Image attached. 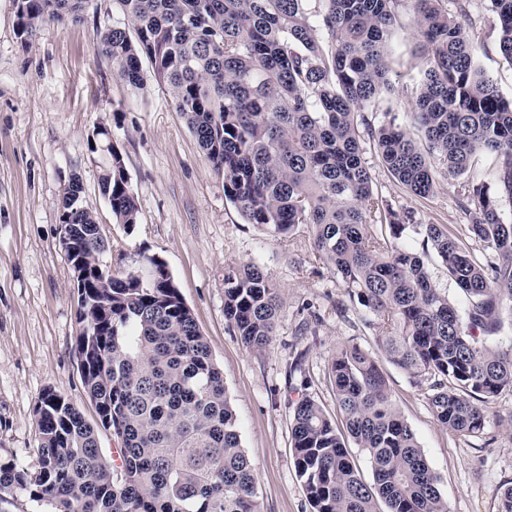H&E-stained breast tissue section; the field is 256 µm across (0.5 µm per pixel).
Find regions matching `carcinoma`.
<instances>
[{
	"label": "carcinoma",
	"mask_w": 512,
	"mask_h": 512,
	"mask_svg": "<svg viewBox=\"0 0 512 512\" xmlns=\"http://www.w3.org/2000/svg\"><path fill=\"white\" fill-rule=\"evenodd\" d=\"M59 0H18L22 44L48 22L80 19ZM124 21L97 48L135 88L167 87L224 195L250 224L280 238L306 227L312 257L334 270L350 301L378 328L377 345L427 390L438 425L473 436L484 404L512 389V101L476 65L465 0H114ZM498 49L512 65V0H489ZM425 68L412 78L410 125L377 127L364 115L389 88V41L400 9ZM151 70L144 73L141 59ZM370 132L383 167L427 197L441 175L460 177L494 158L498 196L465 185L469 223L414 224L379 197L361 146ZM112 218L130 228L137 198L121 153L99 176ZM73 180L62 208L73 216L82 271L75 351L97 425L121 441L118 467L97 430L66 397L46 390L35 407L39 469L0 463V500L17 493L53 512H260L257 473L191 309L166 264L147 256L103 279L109 248ZM387 231H382V228ZM413 232L466 299L461 308L422 256L399 244ZM279 289L254 261L224 268V318L252 351L274 333ZM339 419L309 396L293 410L294 465L313 512H448L440 478L391 398L377 357L342 345L330 363ZM369 459L366 481L350 444Z\"/></svg>",
	"instance_id": "1"
}]
</instances>
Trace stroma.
I'll use <instances>...</instances> for the list:
<instances>
[{"instance_id": "1", "label": "stroma", "mask_w": 512, "mask_h": 512, "mask_svg": "<svg viewBox=\"0 0 512 512\" xmlns=\"http://www.w3.org/2000/svg\"><path fill=\"white\" fill-rule=\"evenodd\" d=\"M470 12L478 64L511 100L512 64L499 53L495 18L485 0H472ZM119 18L113 0H92L78 21L46 25L25 45L15 0H0V461L38 469L34 408L45 389L96 420L75 353L73 272L59 246L62 198L77 178L110 244L104 265L134 267L144 255L166 262L224 369L242 445L257 469L261 512H312L294 466V405L307 395L335 414L330 359L343 344L375 351L376 328L351 305L334 271L310 262L307 235L275 238L242 218L164 86L152 81L137 90L114 75L97 44ZM399 22L391 52L398 77L382 108L365 110L375 126L387 108L405 119L413 97L406 75L423 66L410 16ZM98 127L110 129L136 192L133 227L115 223L100 193L101 158L89 150ZM365 156L375 191L414 223L467 222L460 206L467 177L440 178L435 193L420 198L396 183L374 151ZM250 260L281 290L272 342L262 352L243 347L224 319V269ZM381 366L441 479L448 512H498L502 489L512 485V391L486 405L480 435L459 436L437 424L406 372L386 360Z\"/></svg>"}]
</instances>
